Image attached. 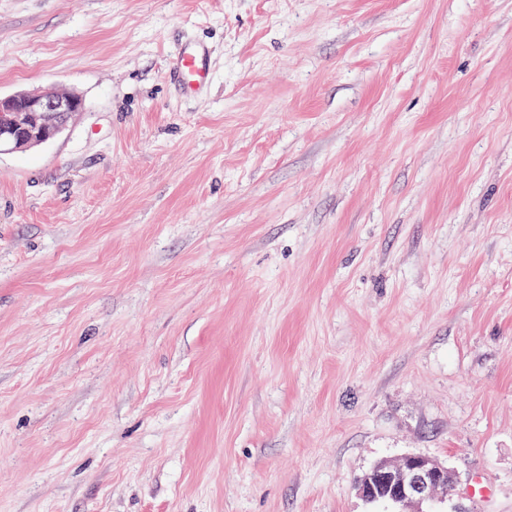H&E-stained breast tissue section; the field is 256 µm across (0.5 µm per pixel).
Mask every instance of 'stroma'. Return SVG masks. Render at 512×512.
Masks as SVG:
<instances>
[{"label":"stroma","instance_id":"35a3bbf8","mask_svg":"<svg viewBox=\"0 0 512 512\" xmlns=\"http://www.w3.org/2000/svg\"><path fill=\"white\" fill-rule=\"evenodd\" d=\"M194 39L210 80L175 92ZM0 512H512V0H0ZM82 99L39 89L0 96V152L27 149L56 137L76 112ZM456 482L455 473L440 462L421 455H405L379 462L371 473L356 479L355 488L370 503L388 493L389 501L399 511L424 512V504H445L448 489Z\"/></svg>","mask_w":512,"mask_h":512}]
</instances>
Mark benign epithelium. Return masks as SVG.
Instances as JSON below:
<instances>
[{
  "label": "benign epithelium",
  "mask_w": 512,
  "mask_h": 512,
  "mask_svg": "<svg viewBox=\"0 0 512 512\" xmlns=\"http://www.w3.org/2000/svg\"><path fill=\"white\" fill-rule=\"evenodd\" d=\"M82 99L39 89L0 96V152L27 149L56 137L77 112ZM456 484L455 473L440 462L421 455L379 462L372 472L356 479L358 494L368 502L380 494L399 512H424L422 506L448 501V489Z\"/></svg>",
  "instance_id": "7a95c632"
}]
</instances>
